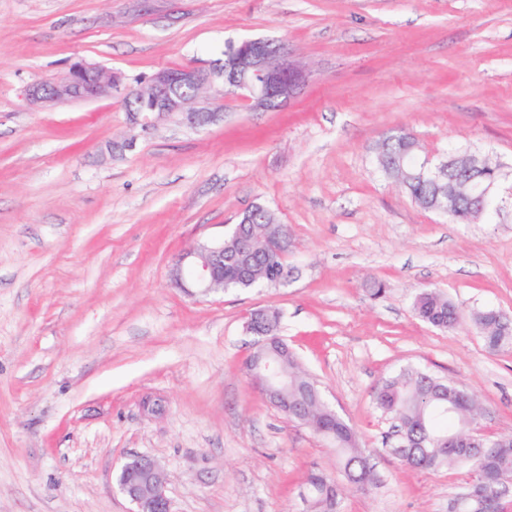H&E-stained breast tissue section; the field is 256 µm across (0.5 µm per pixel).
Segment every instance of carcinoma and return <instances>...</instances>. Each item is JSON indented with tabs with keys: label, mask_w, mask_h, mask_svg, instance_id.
<instances>
[{
	"label": "carcinoma",
	"mask_w": 512,
	"mask_h": 512,
	"mask_svg": "<svg viewBox=\"0 0 512 512\" xmlns=\"http://www.w3.org/2000/svg\"><path fill=\"white\" fill-rule=\"evenodd\" d=\"M402 187L419 206L428 209L436 191H444L445 184L431 187L419 181H407ZM269 268L260 266L258 275L245 280L237 277L230 254H225L224 275L231 288H252L267 278ZM449 300L433 289H423L415 297V314L428 324L446 328ZM277 369L288 375V403L303 401L306 387L319 389L317 382L300 366L296 356L282 353L277 356ZM459 384L408 367L398 375L384 380L374 393L376 407L398 423L400 440L422 447L411 456L403 457L404 464L416 471H430L439 467H467L477 473L484 469L512 471V435L498 438L507 451L483 458L458 459L447 453L440 439L453 432L460 434L476 421L482 413L477 399L470 398V407L463 413L450 414L440 408L438 396ZM299 423L306 425L316 435L329 440L348 484L374 483L367 465V452L348 423L319 398L303 407ZM339 482L321 471H311L304 482L306 506L309 512H340L342 491Z\"/></svg>",
	"instance_id": "carcinoma-1"
}]
</instances>
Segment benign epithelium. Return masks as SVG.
<instances>
[{"mask_svg": "<svg viewBox=\"0 0 512 512\" xmlns=\"http://www.w3.org/2000/svg\"><path fill=\"white\" fill-rule=\"evenodd\" d=\"M226 57L207 67L183 66L159 69L144 76L136 84L123 72L88 62H75L61 79H37L24 90L33 106L50 107L62 102L100 100L124 87L125 99L140 103L125 106L128 124L142 133L174 116L194 128H206L223 120L218 97L236 94L250 103L255 112L269 111L278 103L283 108L295 99L305 86L307 75L294 60L290 49L267 38H251L225 43ZM406 153L394 159L402 176L413 175L422 180L439 182L448 176L447 191L435 210L451 217L469 220L488 207L490 193L500 177V169L489 166L485 157L464 153L450 154L444 159L428 155L414 156L415 166H405ZM230 243L239 262L242 276L249 277L259 260L269 254L285 258L291 244L286 226L279 224L269 231L257 225L237 223L222 239L183 252L175 261L170 280L174 287L191 295H208L226 288L224 285V248ZM270 308L251 312L249 330L257 341V360L248 371L254 389L269 403L277 402L281 390L276 379L273 359L268 347L277 341L276 326L270 322ZM448 447L475 457L484 453L486 438L476 426L469 433L448 436ZM118 488L133 504L132 512H171L167 496L168 476L165 468L145 455L129 458L120 468ZM512 483L504 474L496 482L475 475L470 489L460 499L481 501L484 512H501L500 498Z\"/></svg>", "mask_w": 512, "mask_h": 512, "instance_id": "7a95c632", "label": "benign epithelium"}]
</instances>
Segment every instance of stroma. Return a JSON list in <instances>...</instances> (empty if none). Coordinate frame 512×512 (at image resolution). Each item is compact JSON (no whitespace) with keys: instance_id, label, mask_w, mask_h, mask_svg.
<instances>
[{"instance_id":"1","label":"stroma","mask_w":512,"mask_h":512,"mask_svg":"<svg viewBox=\"0 0 512 512\" xmlns=\"http://www.w3.org/2000/svg\"><path fill=\"white\" fill-rule=\"evenodd\" d=\"M253 37L308 73L285 108L230 96L217 125L136 134L120 93L24 97L78 59L132 77ZM400 129L434 157L499 165L488 213L451 221L385 176L374 148ZM257 204L292 236L286 283L172 286L182 251ZM423 288L463 320L421 321ZM265 306L370 455L378 483L346 487L342 512H448L472 472L405 467L373 393L415 367L478 399L482 435L512 433V344L490 351L472 320L512 316V0H0V512H131L117 477L134 455L165 466L171 512H301L308 472L342 473L250 384L247 322Z\"/></svg>"}]
</instances>
